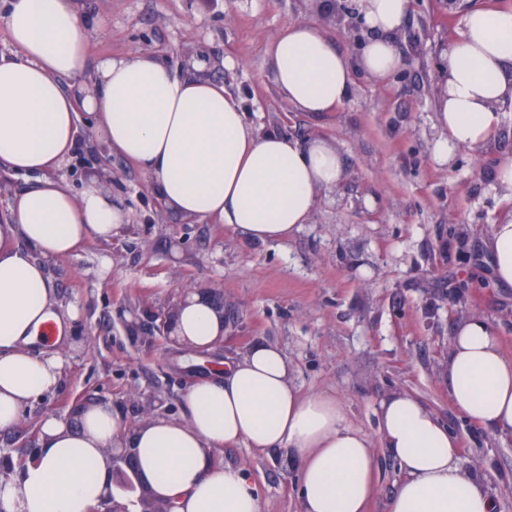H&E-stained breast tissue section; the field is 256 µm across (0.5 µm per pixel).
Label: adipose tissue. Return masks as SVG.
I'll return each instance as SVG.
<instances>
[{
    "label": "adipose tissue",
    "instance_id": "1",
    "mask_svg": "<svg viewBox=\"0 0 512 512\" xmlns=\"http://www.w3.org/2000/svg\"><path fill=\"white\" fill-rule=\"evenodd\" d=\"M370 34L356 57L316 24L295 20L265 56L281 96L299 112L336 110L355 72L384 81L397 72L394 40L410 0H353ZM11 51H0V171L37 176L15 193L0 221V431L18 423L34 398L61 381L63 352L33 353L44 324L57 320L48 261L91 238H119L128 209L96 178L79 188L64 169L76 150L80 115L109 152L131 160L169 210L213 221L262 241L283 240L308 223L321 193L344 178L335 145L260 131L223 84L177 75L151 54L92 60L90 35L103 18H83L75 0H0ZM94 70L77 92L62 81ZM436 102L444 162L455 150L489 142L499 105L512 100V10L473 8L449 44ZM485 245L496 282L512 286V222L491 225ZM224 319L185 293L173 317L176 344L212 351ZM448 397L462 419L512 435V357L486 318L459 322L445 363ZM183 418L157 417L126 432L110 404L84 408L78 426L40 421V447L18 476L0 479V512H89L112 493L111 448L131 449L148 496L171 512H261L243 468L214 463L215 451L247 444L282 449L299 465L301 512H367L376 491L370 438L352 426L343 403L301 394L283 351L256 345L182 394ZM378 436L402 479L386 512H494L487 473L466 466L458 439L418 397L392 391L379 401Z\"/></svg>",
    "mask_w": 512,
    "mask_h": 512
}]
</instances>
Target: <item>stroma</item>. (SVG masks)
I'll use <instances>...</instances> for the list:
<instances>
[{
	"mask_svg": "<svg viewBox=\"0 0 512 512\" xmlns=\"http://www.w3.org/2000/svg\"><path fill=\"white\" fill-rule=\"evenodd\" d=\"M106 27L93 58L151 53L182 72L223 83L264 131L324 138L344 157L336 188L322 192L309 224L287 241H254L224 225L169 212L126 158L81 148L67 168L72 186L112 172L110 187L131 213L118 239L88 241L50 261L66 361L59 388L27 405L0 432V457L36 452L39 424L52 413L78 424L80 411L109 403L127 430L153 417H184L181 394L220 360L256 344L284 351L302 393L339 398L350 423L377 435L380 398L394 389L422 399L458 437L464 459L490 474L497 512H512V437L461 419L441 365L455 325L482 313L512 357V286L496 285L484 239L512 221V191L497 164L512 158V111L488 145L435 161L440 64L472 7L512 0H410L396 40L401 69L379 83L355 74L336 111H295L276 91L264 50L288 22L321 26L347 55L358 51L346 23L324 0H77ZM195 290L224 300V335L201 353L163 336L130 333L131 311L158 314ZM248 471L262 512H301L298 468L280 452L240 444L216 454Z\"/></svg>",
	"mask_w": 512,
	"mask_h": 512,
	"instance_id": "1",
	"label": "stroma"
}]
</instances>
